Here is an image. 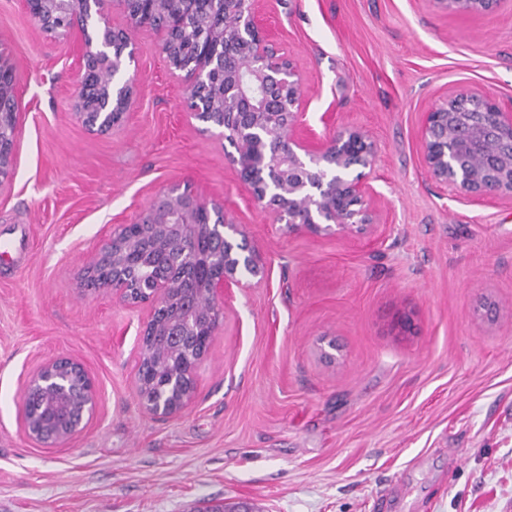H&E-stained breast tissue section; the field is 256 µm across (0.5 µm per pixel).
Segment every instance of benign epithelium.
<instances>
[{
  "instance_id": "1",
  "label": "benign epithelium",
  "mask_w": 512,
  "mask_h": 512,
  "mask_svg": "<svg viewBox=\"0 0 512 512\" xmlns=\"http://www.w3.org/2000/svg\"><path fill=\"white\" fill-rule=\"evenodd\" d=\"M47 0H26L30 15L49 34H60ZM450 13H476L504 0H431ZM237 19L224 22L219 42L199 53L190 74L175 64L180 24L160 19L161 51L171 73L187 82L186 106L199 121L219 129L217 136L236 148L239 168L253 201L286 224L288 232L306 229L324 234L372 235L380 215L371 206L372 190L358 168H370L375 152L358 128H344L321 141L299 132L302 77L274 48L256 19L254 0H242ZM130 32L107 21L94 35H85L84 68L73 92L76 116L91 131L116 127L114 113L125 116L135 79L114 81ZM17 66L0 46V190L8 185L20 112L15 96ZM421 139L433 180L451 186L465 198L512 199V112L503 111L479 90L453 93L424 114ZM192 248L193 264L201 265L202 295L209 305L186 308L182 320L205 319L207 332L198 342L203 358L223 316L224 293L244 286L241 272L264 277L260 257L241 225L227 220L224 204L208 201L174 186L166 189L135 224L112 230L88 263L89 288H106L129 304L151 303L142 336L159 335L157 312L180 283L167 275L154 277L131 296L124 271L137 264L145 250H155L178 265ZM112 265V278L92 279L102 265ZM197 362L189 363L164 382L151 380V398L139 395L147 413L168 417L186 408L194 393ZM96 385L77 362L59 357L42 364L24 391L25 429L44 444L71 440L95 412Z\"/></svg>"
}]
</instances>
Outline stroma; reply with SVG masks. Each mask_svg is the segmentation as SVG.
<instances>
[{"instance_id":"1","label":"stroma","mask_w":512,"mask_h":512,"mask_svg":"<svg viewBox=\"0 0 512 512\" xmlns=\"http://www.w3.org/2000/svg\"><path fill=\"white\" fill-rule=\"evenodd\" d=\"M256 11L303 78V124L372 141V237L291 233L258 208L234 147L187 114L155 29L133 30L125 122L88 130L73 103L80 31L48 35L25 0H0L22 113L0 192L13 245L0 260V512H512V200L457 197L430 178L421 143L425 112L451 93L476 87L512 110V7ZM173 185L223 203L265 277L225 296L192 402L159 418L136 391L150 304L80 278L113 227ZM59 356L95 380L96 412L45 447L25 433L22 396Z\"/></svg>"}]
</instances>
